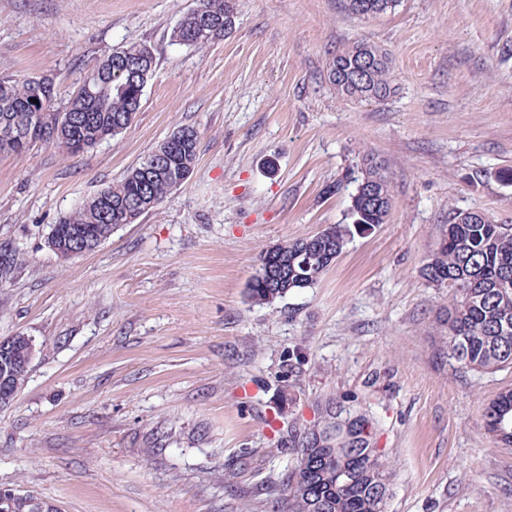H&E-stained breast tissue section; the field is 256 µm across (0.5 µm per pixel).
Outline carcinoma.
Here are the masks:
<instances>
[{
	"label": "carcinoma",
	"instance_id": "1",
	"mask_svg": "<svg viewBox=\"0 0 512 512\" xmlns=\"http://www.w3.org/2000/svg\"><path fill=\"white\" fill-rule=\"evenodd\" d=\"M399 0H344L348 13L376 17L396 9ZM201 23L179 25V45L203 47L224 36L235 23V0H201ZM156 58L145 44L121 46L92 69L62 109L69 116L57 139L46 140L74 156L73 146L89 149L128 129L142 107L143 75L154 72ZM327 77L336 93L350 100H384L395 92L389 53L356 41L336 52ZM54 96L49 77L0 76V152L19 156L43 140L42 101ZM198 132L182 128L131 168L115 185L102 188L53 226L63 252L81 256L130 223L129 211L142 215L159 205L177 181H187L197 158ZM392 210L390 184L383 165L363 156V177L350 195L352 224H329L321 231L289 240L259 255V268L248 284L250 299L270 304L286 294L313 287L343 253L352 228L387 222ZM431 283L448 284L453 293L439 313L440 341L448 360L478 373L512 368V225L483 216L454 213L439 232L436 248L423 268ZM17 359L11 384L17 391L28 366L19 362L29 337L6 338ZM488 432L512 447V390L499 393L483 414ZM378 424L360 404L329 399L317 406L313 421H287L277 443L296 453V464L271 484L266 502L272 512H385L393 471L376 446ZM12 512H57L54 505L25 494L13 500Z\"/></svg>",
	"mask_w": 512,
	"mask_h": 512
}]
</instances>
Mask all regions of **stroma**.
Masks as SVG:
<instances>
[{
	"label": "stroma",
	"instance_id": "stroma-1",
	"mask_svg": "<svg viewBox=\"0 0 512 512\" xmlns=\"http://www.w3.org/2000/svg\"><path fill=\"white\" fill-rule=\"evenodd\" d=\"M196 4L0 0V75L55 77L56 108L113 49L156 57L126 132L73 157L0 154V339L35 347L0 407V488L58 512H267L250 485L294 463L274 408L305 422L337 397L379 422L386 512H512V449L483 426L512 369L449 362L436 317L451 290L421 275L452 212L512 224V0H400L370 18L343 0H236L233 28L199 49L172 38ZM357 40L390 53L394 96L329 83ZM181 127L199 141L180 188L92 252L50 248L62 216ZM368 153L388 222L353 233L314 287L253 303L262 250L349 223ZM232 461L246 496L224 487Z\"/></svg>",
	"mask_w": 512,
	"mask_h": 512
}]
</instances>
